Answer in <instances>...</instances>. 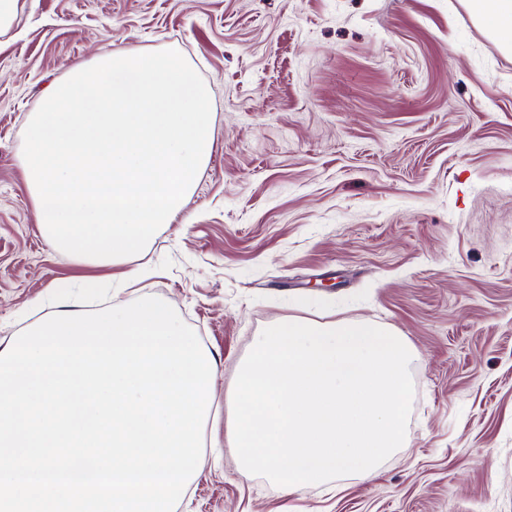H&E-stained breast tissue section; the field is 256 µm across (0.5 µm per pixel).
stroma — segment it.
Returning <instances> with one entry per match:
<instances>
[{"instance_id":"1","label":"stroma","mask_w":512,"mask_h":512,"mask_svg":"<svg viewBox=\"0 0 512 512\" xmlns=\"http://www.w3.org/2000/svg\"><path fill=\"white\" fill-rule=\"evenodd\" d=\"M169 45L211 89L213 154L109 305L176 310L219 360L222 424L236 365L299 299L397 330L415 385L377 479L287 498L228 447L176 512H512V51L463 0H24L0 34V341L88 273L35 222L29 114L73 65Z\"/></svg>"}]
</instances>
